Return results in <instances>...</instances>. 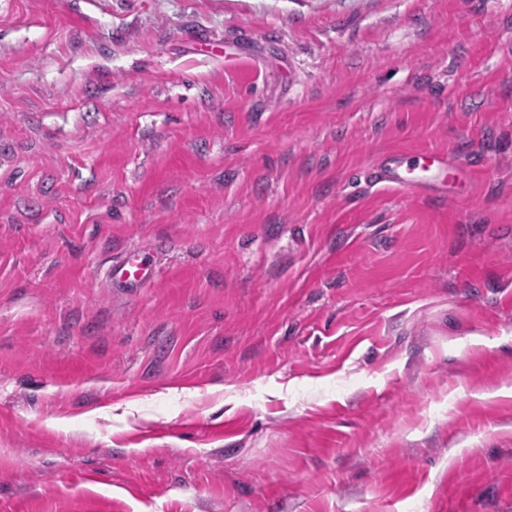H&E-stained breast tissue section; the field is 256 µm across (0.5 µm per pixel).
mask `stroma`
<instances>
[{"mask_svg": "<svg viewBox=\"0 0 512 512\" xmlns=\"http://www.w3.org/2000/svg\"><path fill=\"white\" fill-rule=\"evenodd\" d=\"M0 512H512V0H0ZM402 154V151L395 150L385 156L383 164L376 172V180L379 183L409 192L418 191L429 186L447 187L444 173L448 169V158L439 153L425 154L424 156L430 161V167H433L438 173L431 182L415 183L404 173L402 167L404 156ZM153 274L151 266L132 256H125L112 264L108 278L112 288H137Z\"/></svg>", "mask_w": 512, "mask_h": 512, "instance_id": "1", "label": "stroma"}]
</instances>
